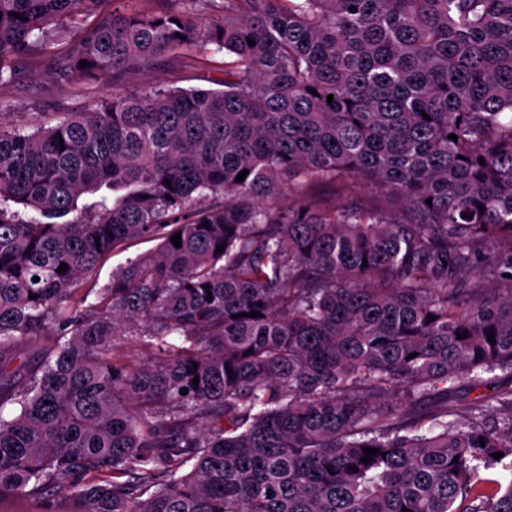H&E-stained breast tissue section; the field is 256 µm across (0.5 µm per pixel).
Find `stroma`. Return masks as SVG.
I'll return each mask as SVG.
<instances>
[{
	"label": "stroma",
	"mask_w": 512,
	"mask_h": 512,
	"mask_svg": "<svg viewBox=\"0 0 512 512\" xmlns=\"http://www.w3.org/2000/svg\"><path fill=\"white\" fill-rule=\"evenodd\" d=\"M223 54L204 56L189 64L178 59H160L147 67H134L115 77L77 87H62L44 74L29 72L8 87L0 88V118L16 127L34 118L56 124L61 113L90 111L112 95H126L159 84L184 88L213 87L224 77Z\"/></svg>",
	"instance_id": "1"
}]
</instances>
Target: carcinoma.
<instances>
[{
  "mask_svg": "<svg viewBox=\"0 0 512 512\" xmlns=\"http://www.w3.org/2000/svg\"><path fill=\"white\" fill-rule=\"evenodd\" d=\"M137 2L0 0V86L224 53L217 88L0 120V499L512 512V0ZM316 183L403 211L316 208ZM134 239L157 247L89 286ZM489 374L509 383L448 405Z\"/></svg>",
  "mask_w": 512,
  "mask_h": 512,
  "instance_id": "carcinoma-1",
  "label": "carcinoma"
}]
</instances>
